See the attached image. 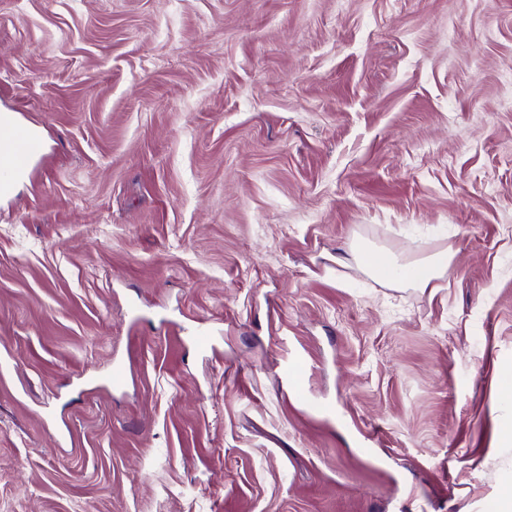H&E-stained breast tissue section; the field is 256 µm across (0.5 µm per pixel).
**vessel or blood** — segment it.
<instances>
[{
	"label": "vessel or blood",
	"mask_w": 512,
	"mask_h": 512,
	"mask_svg": "<svg viewBox=\"0 0 512 512\" xmlns=\"http://www.w3.org/2000/svg\"><path fill=\"white\" fill-rule=\"evenodd\" d=\"M42 142L29 129L0 119V190H8L13 180L25 173L41 154Z\"/></svg>",
	"instance_id": "vessel-or-blood-1"
}]
</instances>
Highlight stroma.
I'll use <instances>...</instances> for the list:
<instances>
[{
	"label": "stroma",
	"mask_w": 512,
	"mask_h": 512,
	"mask_svg": "<svg viewBox=\"0 0 512 512\" xmlns=\"http://www.w3.org/2000/svg\"><path fill=\"white\" fill-rule=\"evenodd\" d=\"M1 113L44 150L0 195V512L512 487V0H0ZM352 258L372 278L391 286L428 287L442 276L450 265L447 251L433 254L412 263H401L395 257H383L365 249H357ZM305 367L297 362L292 366L289 375L287 373V382L290 387L291 396L303 402L308 403V389L305 383Z\"/></svg>",
	"instance_id": "35a3bbf8"
}]
</instances>
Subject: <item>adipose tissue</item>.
Returning a JSON list of instances; mask_svg holds the SVG:
<instances>
[{
  "label": "adipose tissue",
  "instance_id": "adipose-tissue-1",
  "mask_svg": "<svg viewBox=\"0 0 512 512\" xmlns=\"http://www.w3.org/2000/svg\"><path fill=\"white\" fill-rule=\"evenodd\" d=\"M352 258L379 282L391 286L411 285L418 288L428 287L433 280L440 278L451 261L450 255L445 251L411 263L400 262L394 257H383L365 249L353 252Z\"/></svg>",
  "mask_w": 512,
  "mask_h": 512
}]
</instances>
